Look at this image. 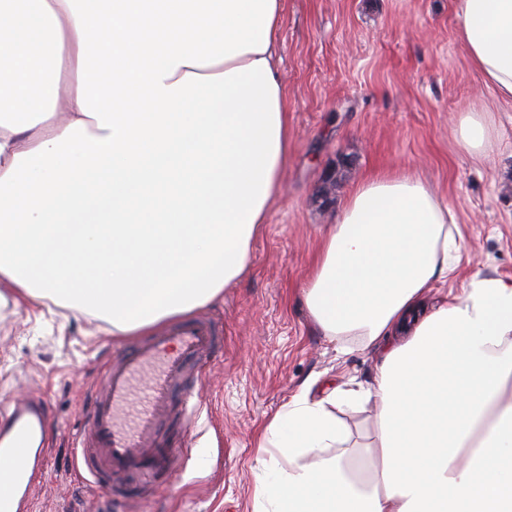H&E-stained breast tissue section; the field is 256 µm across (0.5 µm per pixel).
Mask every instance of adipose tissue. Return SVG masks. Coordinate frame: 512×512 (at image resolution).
Wrapping results in <instances>:
<instances>
[{"mask_svg":"<svg viewBox=\"0 0 512 512\" xmlns=\"http://www.w3.org/2000/svg\"><path fill=\"white\" fill-rule=\"evenodd\" d=\"M285 0H0V306L60 302L116 336L205 307L251 265L291 129ZM512 103V0H453ZM497 134L462 113L469 157ZM461 232L432 185L376 170L322 227L302 302L380 347L369 387L303 385L258 440L255 512H512V277L446 282ZM402 332L405 343L389 344ZM373 404L355 446L334 409Z\"/></svg>","mask_w":512,"mask_h":512,"instance_id":"obj_1","label":"adipose tissue"}]
</instances>
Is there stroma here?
Listing matches in <instances>:
<instances>
[{
	"mask_svg": "<svg viewBox=\"0 0 512 512\" xmlns=\"http://www.w3.org/2000/svg\"><path fill=\"white\" fill-rule=\"evenodd\" d=\"M292 141L282 191L252 248L248 275L201 308L224 342L195 385L197 415L173 408L159 434L184 464L149 498L135 481L100 495L71 476V437L114 353L111 325L52 301L0 307V405L26 393L49 405L51 454L32 512H254L257 442L305 383H373L379 353L323 336L303 307L318 230L365 172L429 180L454 209L462 241L427 307L471 275L512 276V103L497 102L458 39L451 0H287L279 27ZM491 109L489 158L457 148L462 112Z\"/></svg>",
	"mask_w": 512,
	"mask_h": 512,
	"instance_id": "obj_1",
	"label": "stroma"
}]
</instances>
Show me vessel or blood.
Instances as JSON below:
<instances>
[{
    "instance_id": "obj_1",
    "label": "vessel or blood",
    "mask_w": 512,
    "mask_h": 512,
    "mask_svg": "<svg viewBox=\"0 0 512 512\" xmlns=\"http://www.w3.org/2000/svg\"><path fill=\"white\" fill-rule=\"evenodd\" d=\"M221 341L213 320L198 317L115 354L74 437L75 474L105 491L109 480L135 474L147 481L171 469L177 451L160 447L158 434L176 395H183L186 411L194 412V391L183 386L189 366L217 351ZM45 404L41 396L14 400L8 424L0 427V454L27 447L44 427ZM47 456V448H36L32 464L18 470L9 492L0 496V512H28Z\"/></svg>"
}]
</instances>
